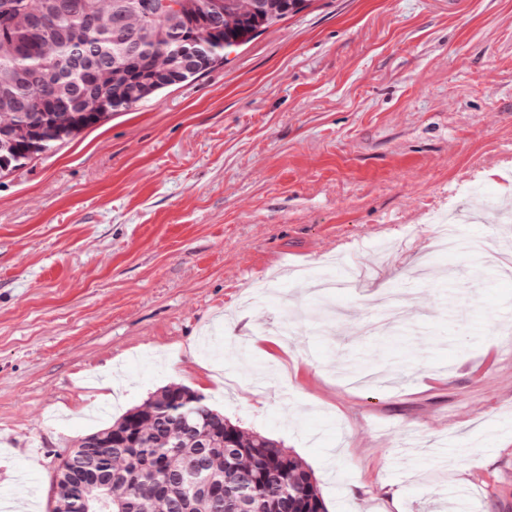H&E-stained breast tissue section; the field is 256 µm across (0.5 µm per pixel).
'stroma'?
Wrapping results in <instances>:
<instances>
[{
    "instance_id": "obj_1",
    "label": "stroma",
    "mask_w": 512,
    "mask_h": 512,
    "mask_svg": "<svg viewBox=\"0 0 512 512\" xmlns=\"http://www.w3.org/2000/svg\"><path fill=\"white\" fill-rule=\"evenodd\" d=\"M509 198L512 0H308L0 173V495L179 384L327 512H512V256L434 227Z\"/></svg>"
}]
</instances>
